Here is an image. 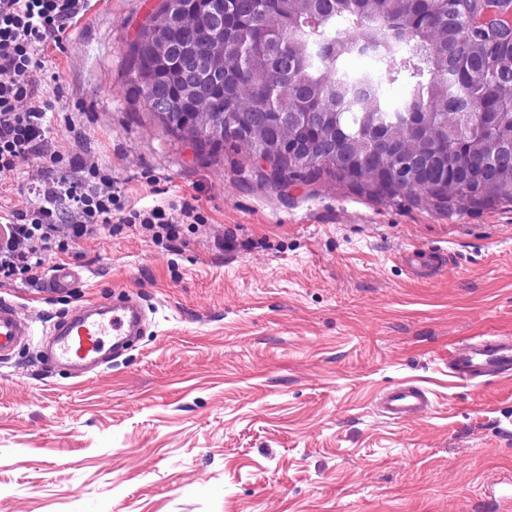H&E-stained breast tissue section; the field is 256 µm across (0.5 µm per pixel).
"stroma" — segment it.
<instances>
[{
    "mask_svg": "<svg viewBox=\"0 0 512 512\" xmlns=\"http://www.w3.org/2000/svg\"><path fill=\"white\" fill-rule=\"evenodd\" d=\"M160 0H86L46 56L60 80L47 151L96 164L126 209L196 207L175 240L112 221L80 241L70 291L0 283L33 340L0 362V512H495L512 481V375L482 394L448 374L460 342L512 336V200L441 211L296 181L247 152L198 157L130 99L127 48ZM47 174L0 173V215ZM441 249L439 273L401 256ZM126 292L146 333L82 379L43 368L50 328ZM427 388L423 417L377 396ZM433 399L423 387L403 382L387 389L378 397V414L391 422L415 418L430 411Z\"/></svg>",
    "mask_w": 512,
    "mask_h": 512,
    "instance_id": "1",
    "label": "stroma"
}]
</instances>
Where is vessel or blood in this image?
Instances as JSON below:
<instances>
[{"instance_id": "vessel-or-blood-1", "label": "vessel or blood", "mask_w": 512, "mask_h": 512, "mask_svg": "<svg viewBox=\"0 0 512 512\" xmlns=\"http://www.w3.org/2000/svg\"><path fill=\"white\" fill-rule=\"evenodd\" d=\"M80 274L67 265L56 266L48 279L52 293L67 291ZM145 314L129 296L94 302L55 323L42 354L47 366L82 378L111 363L127 349L143 328ZM33 334L18 306L0 300V361L13 357ZM512 373V336H476L456 346L448 356L449 376L474 388L494 377ZM433 399L423 387L403 382L378 397V414L391 422L430 411Z\"/></svg>"}]
</instances>
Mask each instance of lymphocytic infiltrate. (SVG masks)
Returning <instances> with one entry per match:
<instances>
[{
	"instance_id": "lymphocytic-infiltrate-1",
	"label": "lymphocytic infiltrate",
	"mask_w": 512,
	"mask_h": 512,
	"mask_svg": "<svg viewBox=\"0 0 512 512\" xmlns=\"http://www.w3.org/2000/svg\"><path fill=\"white\" fill-rule=\"evenodd\" d=\"M81 8L82 0H0L1 173L17 171L46 139L52 100L43 89L57 75L44 49L61 41ZM32 194L0 225L1 282L41 280L49 258L73 256L78 241L97 235L117 215L158 240L175 239L179 217L204 220L188 205L179 217L159 206L125 211L111 178L96 165L75 178L46 179Z\"/></svg>"
}]
</instances>
